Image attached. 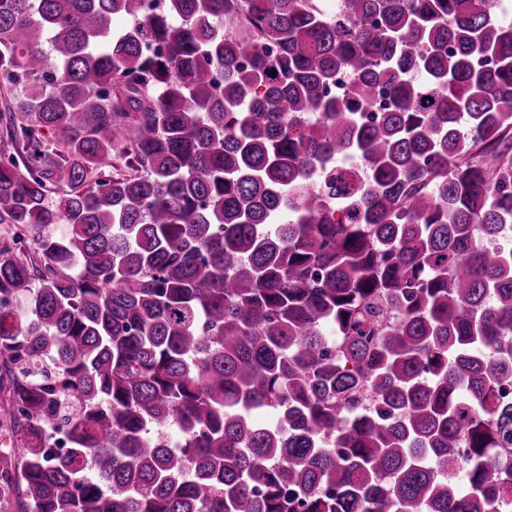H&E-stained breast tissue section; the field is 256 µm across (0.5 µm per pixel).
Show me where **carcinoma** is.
Segmentation results:
<instances>
[{"mask_svg":"<svg viewBox=\"0 0 512 512\" xmlns=\"http://www.w3.org/2000/svg\"><path fill=\"white\" fill-rule=\"evenodd\" d=\"M311 2L0 0V509L512 507V22Z\"/></svg>","mask_w":512,"mask_h":512,"instance_id":"1","label":"carcinoma"}]
</instances>
